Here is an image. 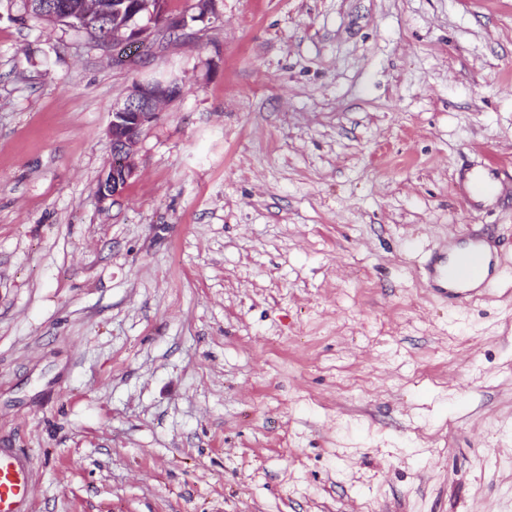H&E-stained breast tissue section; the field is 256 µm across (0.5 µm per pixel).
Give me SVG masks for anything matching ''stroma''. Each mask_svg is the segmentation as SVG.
<instances>
[{"label":"stroma","instance_id":"35a3bbf8","mask_svg":"<svg viewBox=\"0 0 512 512\" xmlns=\"http://www.w3.org/2000/svg\"><path fill=\"white\" fill-rule=\"evenodd\" d=\"M123 61L0 0V448L32 512H512V0H218ZM182 94L100 200L113 105ZM495 265L491 256L478 241L463 247L458 252L454 264L448 269V262L436 265L434 259L427 267L429 278L439 288H435L455 307H465L479 297L486 288H469V284L484 286L491 279Z\"/></svg>","mask_w":512,"mask_h":512}]
</instances>
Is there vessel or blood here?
<instances>
[{
	"instance_id": "b4317fda",
	"label": "vessel or blood",
	"mask_w": 512,
	"mask_h": 512,
	"mask_svg": "<svg viewBox=\"0 0 512 512\" xmlns=\"http://www.w3.org/2000/svg\"><path fill=\"white\" fill-rule=\"evenodd\" d=\"M495 260L479 242L458 252L454 264H429L427 272L438 291L455 307L478 298V288L491 278ZM32 495L28 468L23 456L0 448V512H26Z\"/></svg>"
}]
</instances>
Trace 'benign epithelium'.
<instances>
[{"label":"benign epithelium","instance_id":"7a95c632","mask_svg":"<svg viewBox=\"0 0 512 512\" xmlns=\"http://www.w3.org/2000/svg\"><path fill=\"white\" fill-rule=\"evenodd\" d=\"M129 14L130 31L123 37L119 46L143 47L153 37L160 35V30L154 27L153 23L140 24L136 21L139 14L138 6L130 5ZM172 90L173 86L162 80L136 83L124 99L113 107L108 126L112 160L99 178L98 194L101 198L116 199L122 196L134 174L132 158L143 130L158 115L156 106L164 100L173 98Z\"/></svg>","mask_w":512,"mask_h":512}]
</instances>
